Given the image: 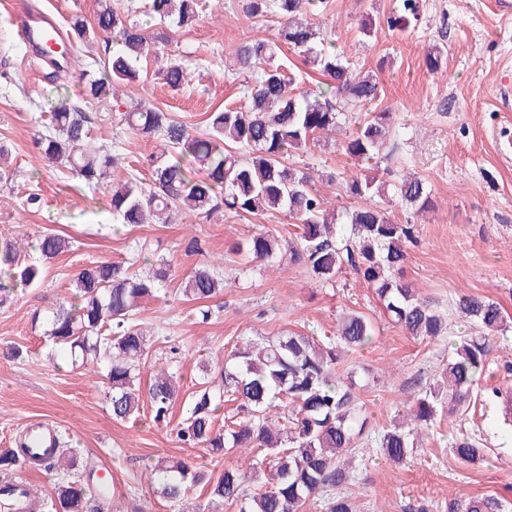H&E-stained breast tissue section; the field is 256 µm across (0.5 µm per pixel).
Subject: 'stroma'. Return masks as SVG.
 I'll list each match as a JSON object with an SVG mask.
<instances>
[{"mask_svg":"<svg viewBox=\"0 0 512 512\" xmlns=\"http://www.w3.org/2000/svg\"><path fill=\"white\" fill-rule=\"evenodd\" d=\"M198 17L187 27L155 25L147 0H119L128 21L146 33L164 32L165 41L140 63L141 79L121 102L84 99L79 70H97L112 55L106 36L81 44L78 71L54 73L44 58L31 57L15 32L18 10L54 18L66 27L71 17L93 21L98 0H0V145L9 151L11 181L0 179V236L36 238L45 233L70 237L73 249L45 268L40 284L17 288L0 305V449L33 423L55 425L79 460H90L96 476L111 484L112 512H174L156 486L142 477L144 465L186 458L202 470L218 473L240 463L237 454L212 456L184 447L177 426L203 369L219 371L240 338L283 336L291 332L319 339L333 334L348 312L366 315L374 325L371 344L350 352L358 365L356 392L364 403L366 433L352 450L355 467L343 487L357 512H448L464 496H494L512 505V433L498 430L501 418L491 392L512 382V164L499 158L496 131L505 123L508 104L501 91L512 81V20L500 18L493 0H419V15L406 30L384 25L399 0H324L310 21L321 37L345 50L353 68L375 73L383 89L372 105L347 112V127L367 113L388 109L394 120L381 163L355 161L338 146L320 144L294 152V167L312 173L331 212L342 214L353 201L346 183L370 175L395 183L404 173L417 174L431 192L433 205L423 212L406 207L393 194L380 203L398 223H412L403 277L447 316V327L434 339H418L395 326L367 283L353 271L335 284L320 282L305 267L282 262L271 267L248 261L236 242L263 231L282 243L296 241L298 227L287 214L271 211L237 216H179L173 224L116 223L109 190L88 188L68 170L44 167L35 138L59 96L83 103L91 119L93 146L119 153L113 182L150 183L146 163L160 152L159 140L134 135L118 116L135 103L172 113L191 134L206 130L208 112L243 101L245 77L228 64L237 47L277 36V17L255 18L241 0H198ZM378 19L371 36L361 34L366 18ZM442 57L430 73L428 52ZM187 67L191 79L181 89L168 87L162 72L170 64ZM40 198L28 207L29 194ZM201 245L187 251L190 239ZM147 248L150 260L162 259L170 276L161 291L145 299L138 320L151 330L146 365L139 386L167 367L179 377L180 392L169 420L155 423L150 411L117 422L96 377L68 368L51 351L42 326L32 321L72 297L75 272L97 262H123ZM218 265L224 290L207 303L209 318L195 304L182 301L179 288L202 265ZM463 296L488 297L507 312V332L491 342L484 371L477 376V397L459 419L440 409L416 443L409 464L387 461L375 439L401 418L430 386L440 381L453 347L470 331L454 305ZM27 350L25 360L6 357L10 347ZM482 439L484 459L476 465L458 461L455 438Z\"/></svg>","mask_w":512,"mask_h":512,"instance_id":"stroma-1","label":"stroma"}]
</instances>
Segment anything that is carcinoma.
I'll use <instances>...</instances> for the list:
<instances>
[{
  "label": "carcinoma",
  "instance_id": "carcinoma-1",
  "mask_svg": "<svg viewBox=\"0 0 512 512\" xmlns=\"http://www.w3.org/2000/svg\"><path fill=\"white\" fill-rule=\"evenodd\" d=\"M321 4L323 0H244L245 11L252 17L278 14L284 18L280 42L255 41L235 51L237 69L253 74L248 104L209 113L206 132L192 135L183 123L154 107L140 105L120 113V121L133 134L161 140L163 152L150 159V187L129 180L111 188L112 213L119 223L136 225L168 224L179 212L210 215L221 207L236 215L284 210L302 229L299 244L288 248L292 263L305 265L324 283L335 281L347 268L356 271L397 326L415 338H435L446 328L444 315L398 277L407 258V244L414 240V227L396 223L375 201L385 192L386 183L368 175L351 176L346 192L358 204L345 213L346 222L338 224L326 199L315 189L313 176L286 164L291 152L336 134L348 107L381 97L376 76L350 67L333 42H316L319 32L304 16ZM197 5V0H150L151 14L159 23L180 27L195 20ZM418 8V0H402L400 14L386 17L385 22L390 28L403 26L418 17ZM102 32L114 34L115 41L112 57L100 75L86 82L90 100H99L109 91L116 96L121 84L139 80V63L152 46L145 29L126 22L112 0H99L93 26L77 16L67 29L68 37L82 41ZM283 45L296 50L317 70L326 88L315 94L296 90L294 77L276 61ZM163 80L180 88L187 81V70L173 64L163 72ZM392 120L393 113L386 110L367 113L340 147L358 160L377 158ZM88 123L80 105L60 98L46 133L37 139V149L48 165L64 167L94 187L107 179L119 157L90 145ZM186 152L207 168L206 177L192 176L182 162ZM394 193L419 212L431 206L430 194L419 177L403 176L394 185ZM72 247L68 237L40 235L30 243L38 252L37 261L27 263L19 241L0 238V305L18 286L38 282L46 263ZM234 249L267 264L277 262L281 251L278 237L269 232L246 238ZM167 275L164 263L145 274L113 263L86 266L71 281L72 301L41 315L45 337L71 369L92 368L100 373L117 421L137 417L145 399L153 421L164 422L178 398L179 385L172 374L157 373L145 396L136 385L148 342L146 330L135 318L136 310L143 299L155 295ZM223 289L220 272L207 266L185 281L181 294L188 302H201ZM455 311L478 333L462 336L455 344L446 368L448 390L439 385L429 388L417 399L415 409L406 413L405 421L377 437L383 455L395 464L407 461L414 435L421 425L435 419L443 400H448L450 417L467 411L472 384L486 365L490 338L504 327L503 308L489 298L462 297ZM371 339L367 317L350 312L341 318L336 336L320 341L290 333L238 342L224 370L215 378L206 373L198 382L177 438L185 446L213 454L247 449L262 458L251 459L245 468H226L218 476L180 459L147 467L149 480L177 507L187 505L193 488L204 484L213 503L236 505L238 512H303L307 500L326 488L333 490L327 512H356L350 497L334 490L350 479L345 454L352 452L355 440L363 434L367 417L352 384L338 375L336 365L342 352L361 348ZM226 398L239 402L247 418L219 429L216 413ZM55 448L59 480L51 509L107 512L111 491L84 482L68 445L58 439ZM452 452L466 464L484 457L482 443L468 437L454 442ZM23 465L13 449L0 451L1 479H13ZM261 471L267 474L263 490L248 493L246 483ZM502 510V503L491 496L470 497L449 508V512Z\"/></svg>",
  "mask_w": 512,
  "mask_h": 512
}]
</instances>
